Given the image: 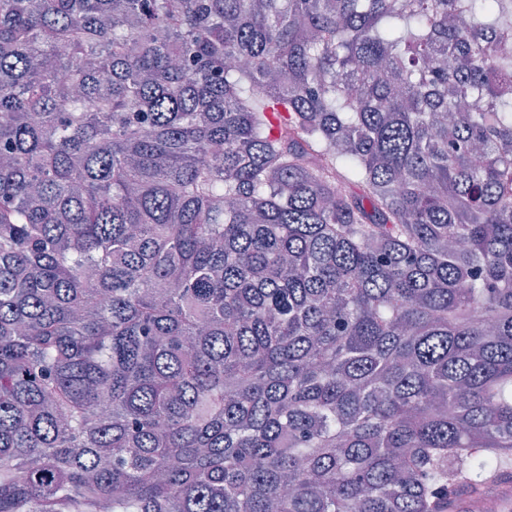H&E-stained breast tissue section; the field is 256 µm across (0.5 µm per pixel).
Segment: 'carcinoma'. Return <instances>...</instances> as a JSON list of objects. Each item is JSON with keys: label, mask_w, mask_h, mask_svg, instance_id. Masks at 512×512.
I'll use <instances>...</instances> for the list:
<instances>
[{"label": "carcinoma", "mask_w": 512, "mask_h": 512, "mask_svg": "<svg viewBox=\"0 0 512 512\" xmlns=\"http://www.w3.org/2000/svg\"><path fill=\"white\" fill-rule=\"evenodd\" d=\"M509 457L512 0H0V512H460Z\"/></svg>", "instance_id": "1"}]
</instances>
